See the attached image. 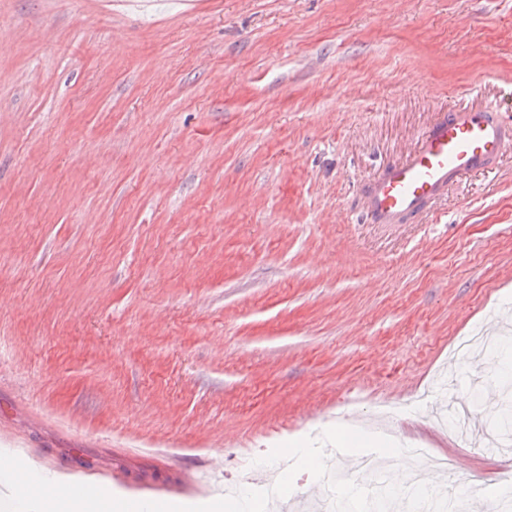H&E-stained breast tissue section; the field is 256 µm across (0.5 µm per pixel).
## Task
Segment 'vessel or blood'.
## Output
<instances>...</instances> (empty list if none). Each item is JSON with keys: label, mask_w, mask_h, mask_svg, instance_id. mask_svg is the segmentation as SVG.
Listing matches in <instances>:
<instances>
[{"label": "vessel or blood", "mask_w": 512, "mask_h": 512, "mask_svg": "<svg viewBox=\"0 0 512 512\" xmlns=\"http://www.w3.org/2000/svg\"><path fill=\"white\" fill-rule=\"evenodd\" d=\"M512 142V127L489 111L445 112L403 159L383 168L364 187L362 212L375 224L422 222L431 205L463 175L491 168ZM133 501L166 503L171 498L201 495L200 486L182 477L160 483L123 470L110 475Z\"/></svg>", "instance_id": "b4317fda"}]
</instances>
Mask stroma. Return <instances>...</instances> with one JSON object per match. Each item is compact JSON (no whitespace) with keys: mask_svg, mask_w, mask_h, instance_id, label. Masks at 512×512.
<instances>
[{"mask_svg":"<svg viewBox=\"0 0 512 512\" xmlns=\"http://www.w3.org/2000/svg\"><path fill=\"white\" fill-rule=\"evenodd\" d=\"M512 120V0H0V421L58 472L247 485L337 414L512 483V147L416 224L363 185L440 113ZM503 399L486 415L475 369ZM482 448L428 423L447 391Z\"/></svg>","mask_w":512,"mask_h":512,"instance_id":"1","label":"stroma"}]
</instances>
